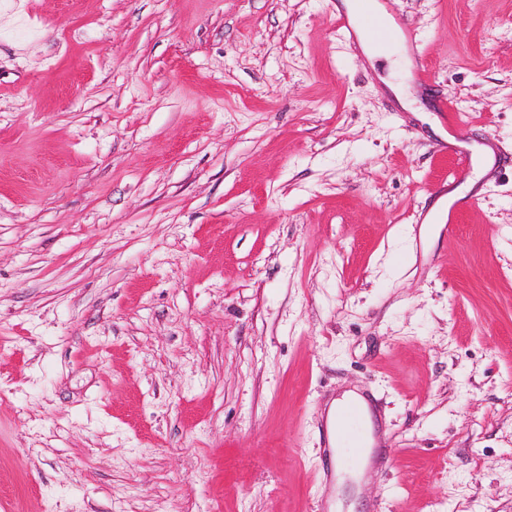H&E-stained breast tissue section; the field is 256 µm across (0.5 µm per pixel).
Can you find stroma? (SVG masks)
<instances>
[{
  "label": "stroma",
  "instance_id": "35a3bbf8",
  "mask_svg": "<svg viewBox=\"0 0 512 512\" xmlns=\"http://www.w3.org/2000/svg\"><path fill=\"white\" fill-rule=\"evenodd\" d=\"M377 2L0 0V512H512V0ZM377 8L379 12L382 14L385 24L382 29L374 30V31H365L362 36L364 39V50L369 58V60L373 61L380 56V54L386 53V50L379 48V43L384 41L387 37L388 32H392L390 21L387 15L380 9L377 4ZM333 31L336 38L343 40L352 49L360 46V34L358 25L353 24L347 14L336 13L332 18ZM437 152L442 155H448L453 158L454 167L452 169V180H461L465 178L473 165L472 155L464 148L455 143H445L439 146ZM349 401L358 402L363 406V408L365 409V414H364L365 421H366L368 427H370V423H371L370 416H369V413L367 412L366 408L364 407L362 400L360 399V397L357 394L349 392L344 396V398L342 400H336L335 406H333L329 412V421H330V423H332L333 421L336 422V438L338 437L339 439L342 438L344 435L348 434L350 431V429H345V426L349 425V424L347 422H345L344 420H342L341 414L350 413L353 416H355L356 418L360 419L362 416V413H363L362 407L357 403H348V404L341 406L345 402H349ZM340 406H341V408H340L341 414L339 413ZM335 410H336V418H335Z\"/></svg>",
  "mask_w": 512,
  "mask_h": 512
}]
</instances>
